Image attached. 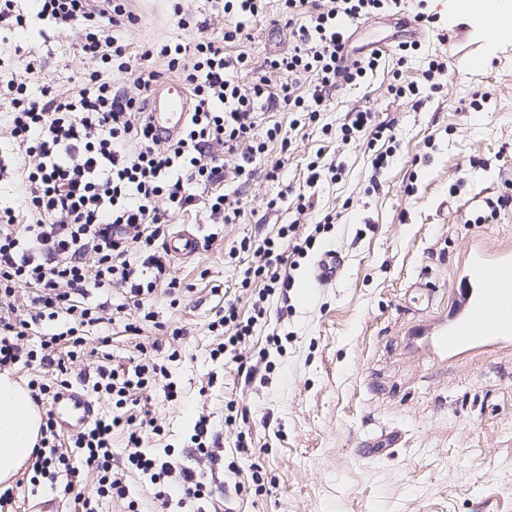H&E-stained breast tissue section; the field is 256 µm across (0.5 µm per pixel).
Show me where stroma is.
I'll list each match as a JSON object with an SVG mask.
<instances>
[{"instance_id": "obj_1", "label": "stroma", "mask_w": 512, "mask_h": 512, "mask_svg": "<svg viewBox=\"0 0 512 512\" xmlns=\"http://www.w3.org/2000/svg\"><path fill=\"white\" fill-rule=\"evenodd\" d=\"M172 0H134L139 23L130 42L173 37ZM444 31H415V0L395 15L359 24L353 43L383 53L364 84L332 91L319 121L299 112L263 111L261 127L279 126L291 141L279 180L257 174L244 189L247 216L239 224H208L195 212L176 215L200 241L189 259L172 258L170 272L185 292L171 301L157 291L153 318L140 338L112 324L108 345L88 334L86 351L126 363L135 343L150 345L175 398L148 389V407L163 428L148 435L154 454L187 447L199 414H206L225 459H237L234 485L206 503L207 512H512V335L466 341L442 350L437 334L466 312L465 289L477 287L479 265L512 263V40L490 43L477 23L456 15L450 0H427ZM250 38L230 46L255 59L287 50L288 27L277 14L246 23ZM419 38V53L399 62L398 42ZM9 43L44 61L28 77L31 90L67 89L95 63L80 51L79 31L58 37L32 29L8 34ZM448 62L440 91L414 99L389 91L393 79L420 77L427 57ZM488 93L483 110H469L474 92ZM368 108L374 123H392L397 154L381 172L373 154L387 144H343L337 130L347 112ZM335 163V179L307 184L311 158ZM288 197H281V190ZM310 206L297 213V197ZM277 208H268L270 199ZM335 224L290 269L287 295L271 296L243 357L264 358L269 370L251 380L239 360L211 359L208 330L225 301L242 316L251 255L233 254L245 238L276 236L298 222V234L326 214ZM329 250L341 254L336 282L310 287L313 268ZM280 336L281 345L268 343ZM242 357V358H243ZM246 415L225 426V405ZM395 430L389 452L368 448L369 437ZM246 434L258 453L237 458ZM266 490L255 494L253 469Z\"/></svg>"}]
</instances>
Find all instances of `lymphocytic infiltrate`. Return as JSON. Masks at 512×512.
Returning a JSON list of instances; mask_svg holds the SVG:
<instances>
[{"mask_svg":"<svg viewBox=\"0 0 512 512\" xmlns=\"http://www.w3.org/2000/svg\"><path fill=\"white\" fill-rule=\"evenodd\" d=\"M273 0H211L224 18L221 38L143 41L129 47L118 30L137 25L130 0H0V30L46 25L58 34L81 32L82 53L100 69L84 74L72 88L42 87L32 94L25 80L41 61L30 58L23 72H0V89L10 94L7 131L13 144L0 153V182L22 185L21 195L0 200V370L24 362L42 373L27 387L36 405L67 388L51 384L66 359L83 345V334L121 319L127 335L143 331L147 301L158 287L176 293L166 248L174 213L195 211L212 224H236L247 212L242 188L257 172L278 179L290 140L279 127L258 128V114L277 107L317 119L331 90L362 81L380 60L378 51L347 59L344 48L351 25L383 15L397 0H274L295 41L287 51L254 62L244 52L225 48L248 39L247 19L265 17ZM164 59L166 71L154 60ZM173 73L187 87L192 110L180 135L160 140L147 117L150 96L164 73ZM251 74L249 84L238 73ZM128 76L133 91L112 82V74ZM313 76L307 94H299L301 77ZM280 141L281 156L269 157L268 144ZM234 182L233 190L216 194L213 184ZM325 215L305 238L285 224L277 236L242 240L240 251L257 262L244 271L242 287L260 282L253 313L241 318L228 302L209 325L218 341L211 358L240 351L266 312L276 291L289 288L284 268L289 255H303L318 235L333 224ZM32 297L19 309L22 289ZM120 290L124 300L85 303L90 291ZM38 332V345L26 342ZM94 391L109 399L117 413L65 435L53 419L40 428V439L28 462L31 481L56 483L58 496L74 512H97L100 498L124 501L126 512H141L125 483L126 472H138L155 484L154 512L193 505L213 495L208 471L223 463L218 436L206 415H199L190 438L193 461L170 455L161 459L141 449L145 434H161L150 413L124 416L136 391L159 385L162 366L151 363L138 346L128 366L93 368ZM126 428L125 457L115 460L112 434ZM95 472L94 491H85L82 471Z\"/></svg>","mask_w":512,"mask_h":512,"instance_id":"lymphocytic-infiltrate-1","label":"lymphocytic infiltrate"}]
</instances>
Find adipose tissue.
<instances>
[{
  "label": "adipose tissue",
  "instance_id": "obj_1",
  "mask_svg": "<svg viewBox=\"0 0 512 512\" xmlns=\"http://www.w3.org/2000/svg\"><path fill=\"white\" fill-rule=\"evenodd\" d=\"M41 414L28 391L0 374V483H9L31 455Z\"/></svg>",
  "mask_w": 512,
  "mask_h": 512
}]
</instances>
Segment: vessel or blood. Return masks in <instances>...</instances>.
<instances>
[{
    "mask_svg": "<svg viewBox=\"0 0 512 512\" xmlns=\"http://www.w3.org/2000/svg\"><path fill=\"white\" fill-rule=\"evenodd\" d=\"M190 110L186 89L176 82L164 84L154 94L151 105V124L158 137L175 136L182 128ZM176 257L192 256L198 249L195 235L188 230L176 233L168 243ZM343 260L337 252L324 253L317 263L312 281L326 284L342 273ZM482 287L472 298L466 318L441 337L443 347L452 348L466 337L493 338L512 334V264L482 265L479 271ZM49 409L63 430L70 431L87 425L98 410L96 401L77 389L61 393Z\"/></svg>",
    "mask_w": 512,
    "mask_h": 512,
    "instance_id": "1",
    "label": "vessel or blood"
}]
</instances>
